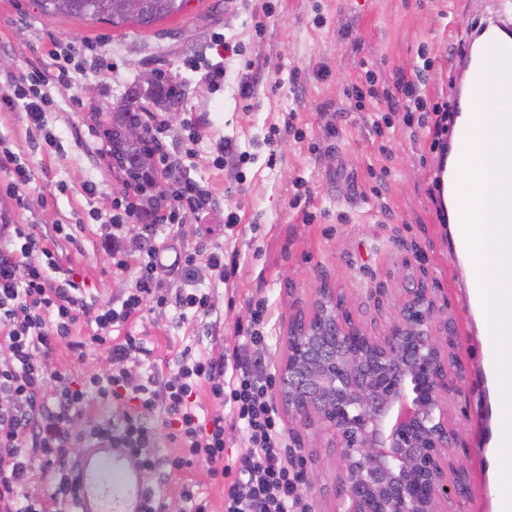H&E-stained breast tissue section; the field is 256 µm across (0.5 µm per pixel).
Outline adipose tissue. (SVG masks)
Segmentation results:
<instances>
[{
	"mask_svg": "<svg viewBox=\"0 0 512 512\" xmlns=\"http://www.w3.org/2000/svg\"><path fill=\"white\" fill-rule=\"evenodd\" d=\"M464 118L477 123L474 144L463 154L450 151L445 180L466 185L479 178L476 210L484 221L463 222L459 203L452 193H445L448 234L453 242L469 243L458 254V275L482 353L487 390L483 403L490 418L478 442L487 465L491 512H512V224L503 221L497 205L498 171L484 161L490 150L488 134L495 128L484 96L474 97L472 110Z\"/></svg>",
	"mask_w": 512,
	"mask_h": 512,
	"instance_id": "ef3b65f1",
	"label": "adipose tissue"
}]
</instances>
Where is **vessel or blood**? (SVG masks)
Here are the masks:
<instances>
[{"mask_svg": "<svg viewBox=\"0 0 512 512\" xmlns=\"http://www.w3.org/2000/svg\"><path fill=\"white\" fill-rule=\"evenodd\" d=\"M482 42L495 49L494 60L466 52L453 76L452 110L468 111L466 89L478 87L489 95L488 107L501 113L504 125H512V99L496 95L502 74L512 72V19L483 22L476 30ZM79 512H142L146 504V480L136 458L125 448L100 444L85 449L73 464Z\"/></svg>", "mask_w": 512, "mask_h": 512, "instance_id": "vessel-or-blood-1", "label": "vessel or blood"}]
</instances>
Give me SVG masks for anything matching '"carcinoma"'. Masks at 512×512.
Here are the masks:
<instances>
[{
  "instance_id": "1",
  "label": "carcinoma",
  "mask_w": 512,
  "mask_h": 512,
  "mask_svg": "<svg viewBox=\"0 0 512 512\" xmlns=\"http://www.w3.org/2000/svg\"><path fill=\"white\" fill-rule=\"evenodd\" d=\"M120 2L121 0H38V5L41 12L48 17L106 20L114 26L132 22L139 27L148 28L159 20L182 12L189 0H143L142 12L137 16L126 15ZM141 110L139 94L133 92L128 95L112 118L108 140L114 167L126 171L129 176L127 185H133L137 192L149 195L157 183L156 176L136 168L137 160L145 154L144 139L130 142L125 136V129L131 125L128 115Z\"/></svg>"
}]
</instances>
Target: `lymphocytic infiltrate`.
<instances>
[{
  "label": "lymphocytic infiltrate",
  "instance_id": "lymphocytic-infiltrate-1",
  "mask_svg": "<svg viewBox=\"0 0 512 512\" xmlns=\"http://www.w3.org/2000/svg\"><path fill=\"white\" fill-rule=\"evenodd\" d=\"M155 137L154 153L166 183L175 192L160 203L148 224H133L135 210L127 201L115 202L114 213L101 218L104 250L113 268L137 265L135 283L121 306L88 303L75 276H52L56 262L32 227L0 224V512H71L76 485L70 469L74 448L99 440L130 448L145 473L159 466L176 472L205 466L211 481L224 493L223 512H305L299 484L302 473L288 462L283 430L270 392L274 380L260 358H249L250 347L265 343L259 332L266 307L251 308L247 327L239 329L243 344L219 353L184 352L164 377L138 376L129 366L132 355L143 352L141 337L128 333L114 338L144 306H174L195 317L209 312L210 296L203 289L168 296L162 288L158 225L174 227L186 218L201 221L215 211L209 190L186 178L169 159L167 146ZM20 249H13L14 240ZM187 274L206 266L218 281L234 276L238 256H225L223 247L199 240L177 258ZM94 330L73 340L80 323ZM72 349H105L111 363L103 373L76 377L48 362L62 340ZM213 404L202 413L198 392ZM125 408L123 424L96 422L76 427L78 418L98 403ZM232 426L246 451L234 462L224 459V428ZM164 439L172 447L158 459L154 446ZM40 459L51 491L40 494L31 486L33 459Z\"/></svg>",
  "mask_w": 512,
  "mask_h": 512
}]
</instances>
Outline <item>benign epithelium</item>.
Returning <instances> with one entry per match:
<instances>
[{
  "label": "benign epithelium",
  "mask_w": 512,
  "mask_h": 512,
  "mask_svg": "<svg viewBox=\"0 0 512 512\" xmlns=\"http://www.w3.org/2000/svg\"><path fill=\"white\" fill-rule=\"evenodd\" d=\"M397 313L370 329L340 288H314L288 318L274 398L288 433L318 428L336 449L342 495L333 512H463L467 471L452 414L463 372L453 306L422 263L405 258Z\"/></svg>",
  "instance_id": "benign-epithelium-1"
}]
</instances>
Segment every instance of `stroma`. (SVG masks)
Listing matches in <instances>:
<instances>
[{"label":"stroma","mask_w":512,"mask_h":512,"mask_svg":"<svg viewBox=\"0 0 512 512\" xmlns=\"http://www.w3.org/2000/svg\"><path fill=\"white\" fill-rule=\"evenodd\" d=\"M485 18L476 0H190L186 12L142 29L48 17L37 0H0V95L10 93L13 75L38 70L46 81L37 90L49 102L38 127L24 104L0 111V139L33 174L26 207L0 194V212L10 223L33 226L61 271L83 282L89 300L120 305L136 272L114 271L101 247L96 215L110 212L121 192L99 126L131 89H140L147 113L168 124L174 160L209 189L220 210L203 224L159 228L156 243L166 261L202 237L241 255L236 276L224 283L204 269L193 279L164 271L169 294L208 289L205 321L168 306L116 328V335L143 337L136 361L146 376L164 375L187 349L233 348L239 322L260 300L270 338L264 370L276 373L288 317L306 307L322 281L342 289L362 323L382 326L396 312L395 272L403 258L420 252L457 324L464 380L453 408L465 442L458 460L471 484L464 510L489 512L477 437L485 424L480 350L435 188L441 153L432 146L434 115L389 109L384 96L400 71L419 78L427 104L446 102L455 64L448 50ZM219 40L239 45V54L219 55ZM192 56L198 68L187 66ZM62 63L65 81L57 77ZM217 66L224 80L207 82L205 71ZM245 72L257 78L249 105L238 89ZM149 74L157 84L177 86L176 104L154 96ZM354 84L374 85L378 98L356 103L349 94ZM88 85L93 94H85ZM190 114L199 122L194 140L184 128ZM380 121L385 129H377ZM48 134L54 145H46ZM226 140L246 152L240 167L216 165L217 146ZM89 184L95 195L87 194ZM232 212L239 222L228 229L224 217ZM59 224L71 225L72 239L57 235ZM377 288L385 291L379 302L372 295ZM52 365L81 375L106 370L109 361L105 350L77 352L63 343ZM300 439L306 467L318 476L303 488L308 512H333L340 491L336 452L317 431H303Z\"/></svg>","instance_id":"35a3bbf8"}]
</instances>
